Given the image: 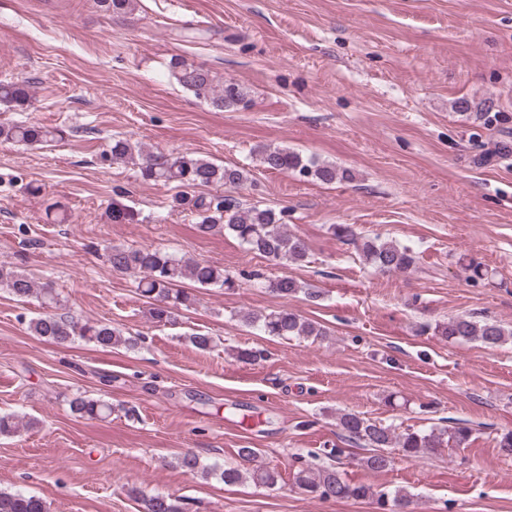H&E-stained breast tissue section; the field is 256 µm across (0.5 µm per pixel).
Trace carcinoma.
<instances>
[{
    "instance_id": "cac0c4a2",
    "label": "carcinoma",
    "mask_w": 512,
    "mask_h": 512,
    "mask_svg": "<svg viewBox=\"0 0 512 512\" xmlns=\"http://www.w3.org/2000/svg\"><path fill=\"white\" fill-rule=\"evenodd\" d=\"M170 70L178 83L197 97L210 101L218 110L236 109L247 104V93L234 82L217 84L211 73L174 58ZM30 99V86L26 81L0 83V103L24 106ZM63 138V130L49 129L37 123L19 122L0 125V139L26 146H34ZM260 163L270 170H290L304 178L323 183L348 180L351 173L334 165L319 164L304 159L300 154L284 148L266 146L258 150ZM102 157L106 161L131 163L138 166L145 181L169 184L177 183L180 194L174 197V205L187 206L197 214V230L209 234L216 229L236 239L248 251L275 264H302L309 257V246L299 235L286 229L282 214L271 208L257 205L245 207L232 199L214 201L193 194L198 188L222 185L236 189L246 181L245 171L234 166L217 165L204 158L185 155L143 157V149L128 139L114 138L108 143ZM332 234L343 242L357 245L365 262L375 271L384 274L408 273L417 264L412 247L378 237H363L352 224H332ZM106 257L112 269L140 275L137 288L140 295L150 300L148 309L151 320L158 325L176 324L180 309L190 307L194 297L182 288L188 279L202 286H231V278L224 270L205 261L178 258L175 255L152 247L130 248L112 245L106 249ZM0 287L8 289L18 298L36 294L47 305L58 303V294L47 283L41 285L27 274L11 267L0 266ZM266 288L283 299L302 293L314 300L317 292L306 284L288 276L267 281ZM240 321L257 328L269 336L313 337L328 335L318 322L302 317L286 308L269 313L247 311ZM30 331L58 345H65L80 337L101 348L132 345V340L108 324L99 322L78 323L66 316L44 313L29 322ZM434 333L450 341H478L487 347H496L512 341V327L498 320L458 315L446 322L438 323ZM71 411L88 419L105 420L112 414V406L103 399L79 396L70 403ZM340 437L344 442L371 452L358 459L360 466L371 471H384L392 467L394 457L385 452L387 448L398 451L406 459H420L443 448H461L472 436L468 423L458 420L451 425L432 427L428 430L404 429L384 425L358 413L345 411L338 416ZM185 472H202L218 477L224 484H236L249 479L259 486H274L279 473L267 466L258 465L243 472L236 468H200L198 457L185 454L180 459ZM296 486L307 494L320 499L376 501L382 512H397L409 508L411 494L397 489L375 490L373 487L354 483L342 476L333 466H317L307 461L293 473ZM143 512H187L186 503L165 494L142 497ZM0 512H48L46 503L39 497L20 492L0 491Z\"/></svg>"
}]
</instances>
